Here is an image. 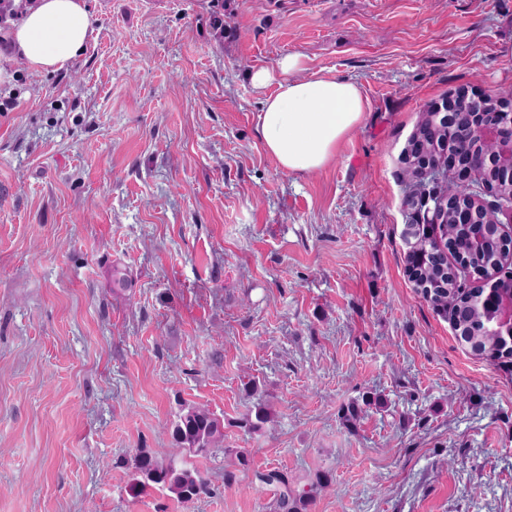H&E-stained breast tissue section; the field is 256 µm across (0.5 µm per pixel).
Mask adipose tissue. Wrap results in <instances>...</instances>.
Here are the masks:
<instances>
[{
  "label": "adipose tissue",
  "instance_id": "obj_1",
  "mask_svg": "<svg viewBox=\"0 0 512 512\" xmlns=\"http://www.w3.org/2000/svg\"><path fill=\"white\" fill-rule=\"evenodd\" d=\"M97 18L86 0H30L6 34L15 55L37 73L63 69L86 49ZM300 54L280 57L275 67L250 73L266 97L257 117L264 148L286 172L310 174L325 168L338 145L361 123L360 87L331 76H304Z\"/></svg>",
  "mask_w": 512,
  "mask_h": 512
}]
</instances>
